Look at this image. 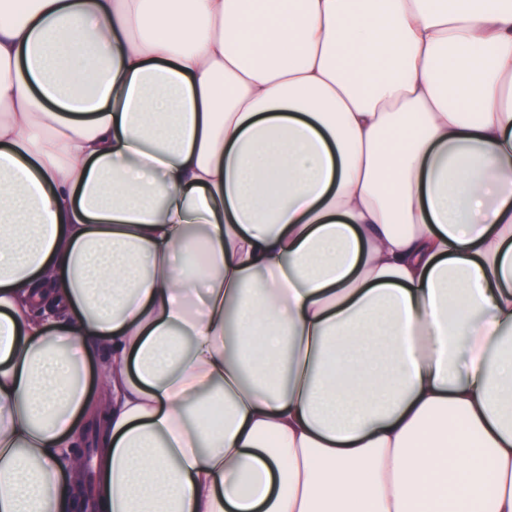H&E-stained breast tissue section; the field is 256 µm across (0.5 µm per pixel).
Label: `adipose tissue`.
<instances>
[{
  "instance_id": "ef3b65f1",
  "label": "adipose tissue",
  "mask_w": 512,
  "mask_h": 512,
  "mask_svg": "<svg viewBox=\"0 0 512 512\" xmlns=\"http://www.w3.org/2000/svg\"><path fill=\"white\" fill-rule=\"evenodd\" d=\"M512 512V0H0V512Z\"/></svg>"
}]
</instances>
